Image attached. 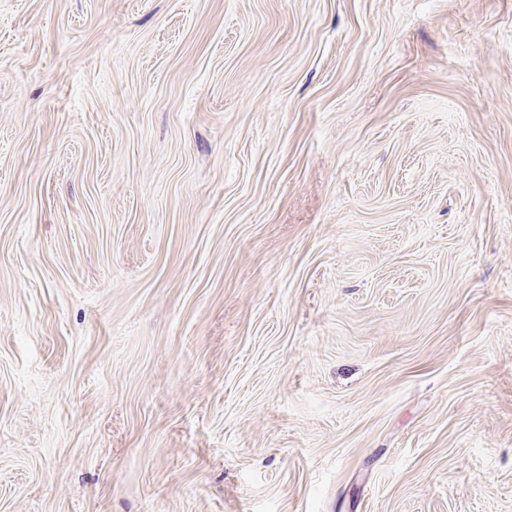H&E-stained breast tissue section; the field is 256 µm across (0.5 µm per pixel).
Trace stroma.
<instances>
[{
	"instance_id": "obj_1",
	"label": "stroma",
	"mask_w": 512,
	"mask_h": 512,
	"mask_svg": "<svg viewBox=\"0 0 512 512\" xmlns=\"http://www.w3.org/2000/svg\"><path fill=\"white\" fill-rule=\"evenodd\" d=\"M0 512H512V0H0Z\"/></svg>"
}]
</instances>
